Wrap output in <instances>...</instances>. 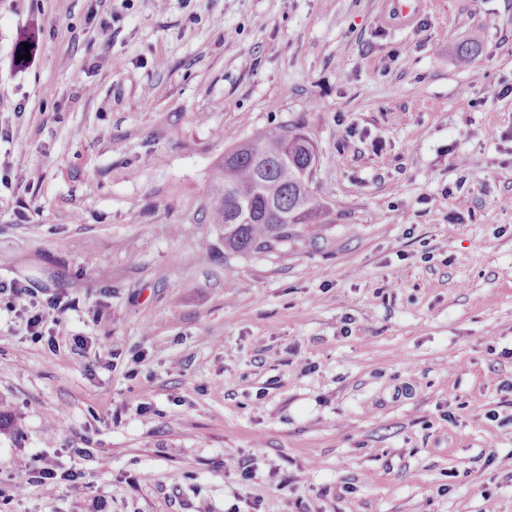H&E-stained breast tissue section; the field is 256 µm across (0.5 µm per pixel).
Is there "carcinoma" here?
<instances>
[{"label": "carcinoma", "mask_w": 512, "mask_h": 512, "mask_svg": "<svg viewBox=\"0 0 512 512\" xmlns=\"http://www.w3.org/2000/svg\"><path fill=\"white\" fill-rule=\"evenodd\" d=\"M316 162L312 142L297 128L233 143L210 201V223L224 229V249L267 254L276 243L317 238L325 209L306 180Z\"/></svg>", "instance_id": "carcinoma-1"}]
</instances>
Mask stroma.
Returning <instances> with one entry per match:
<instances>
[{"mask_svg":"<svg viewBox=\"0 0 512 512\" xmlns=\"http://www.w3.org/2000/svg\"><path fill=\"white\" fill-rule=\"evenodd\" d=\"M397 7L0 0V512H512V0ZM286 125L321 235L227 252Z\"/></svg>","mask_w":512,"mask_h":512,"instance_id":"1","label":"stroma"}]
</instances>
